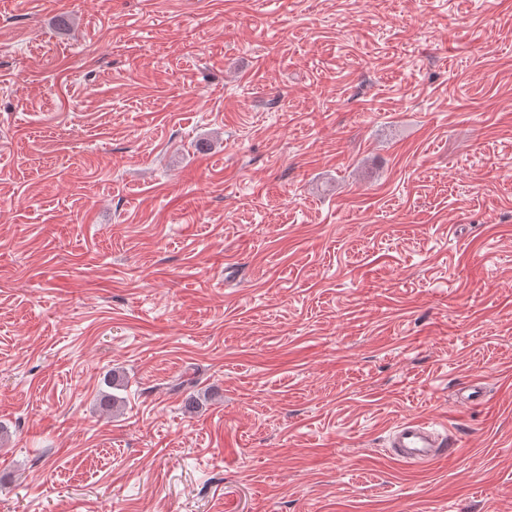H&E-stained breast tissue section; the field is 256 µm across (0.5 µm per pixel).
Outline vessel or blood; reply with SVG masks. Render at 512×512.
Returning <instances> with one entry per match:
<instances>
[{
	"instance_id": "vessel-or-blood-1",
	"label": "vessel or blood",
	"mask_w": 512,
	"mask_h": 512,
	"mask_svg": "<svg viewBox=\"0 0 512 512\" xmlns=\"http://www.w3.org/2000/svg\"><path fill=\"white\" fill-rule=\"evenodd\" d=\"M389 449L395 459L402 463L424 466L449 456L454 443L429 422L410 419L394 426L389 435Z\"/></svg>"
}]
</instances>
